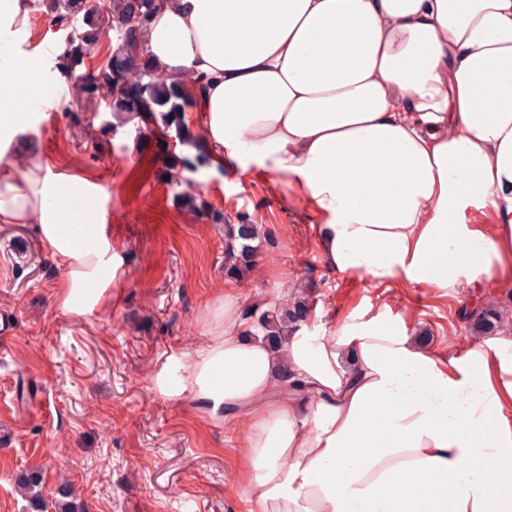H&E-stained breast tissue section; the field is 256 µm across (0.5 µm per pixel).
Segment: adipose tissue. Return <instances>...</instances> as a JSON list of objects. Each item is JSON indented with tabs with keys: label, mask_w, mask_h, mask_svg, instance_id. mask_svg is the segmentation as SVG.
Returning <instances> with one entry per match:
<instances>
[{
	"label": "adipose tissue",
	"mask_w": 512,
	"mask_h": 512,
	"mask_svg": "<svg viewBox=\"0 0 512 512\" xmlns=\"http://www.w3.org/2000/svg\"><path fill=\"white\" fill-rule=\"evenodd\" d=\"M146 47L167 74L206 77L191 123L212 162L258 170L320 218L330 270L447 289L512 282V0H180ZM0 82V223L36 224L66 262L62 305L105 303L103 187L12 141L57 106L18 49ZM492 207V229L462 222ZM93 289L84 297V289ZM187 375L157 390L241 422L249 512H512V336L448 357L379 310L281 351L247 340L232 297ZM309 396H283L281 369Z\"/></svg>",
	"instance_id": "1"
}]
</instances>
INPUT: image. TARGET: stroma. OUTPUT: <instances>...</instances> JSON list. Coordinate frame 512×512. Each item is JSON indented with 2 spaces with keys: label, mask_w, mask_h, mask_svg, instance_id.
<instances>
[{
  "label": "stroma",
  "mask_w": 512,
  "mask_h": 512,
  "mask_svg": "<svg viewBox=\"0 0 512 512\" xmlns=\"http://www.w3.org/2000/svg\"><path fill=\"white\" fill-rule=\"evenodd\" d=\"M103 139L95 153L61 113L45 109L14 142L15 171L36 152L63 178L106 189L100 208L118 266L107 307L65 312L57 287L69 271L39 226L0 224V309L17 316L13 335L0 341V512H26L15 482L33 464L42 467L46 498L73 488L84 512H247L239 415L213 420L201 404L172 401L153 385L172 357L206 345L204 314L225 291L247 329L255 307L301 296L313 336L384 306L443 355L462 348L486 307L501 313L496 335H512V284L462 281L441 294L337 275L315 212L257 172L210 167L198 175L205 199L263 231L250 266L226 276L223 225L176 207L160 178L162 137L140 149L125 129Z\"/></svg>",
  "instance_id": "1"
}]
</instances>
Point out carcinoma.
<instances>
[{"label":"carcinoma","mask_w":512,"mask_h":512,"mask_svg":"<svg viewBox=\"0 0 512 512\" xmlns=\"http://www.w3.org/2000/svg\"><path fill=\"white\" fill-rule=\"evenodd\" d=\"M178 0H26L34 15L51 19L58 31L73 33L69 42H60L54 70L72 86V100L62 107L70 125L85 135V142L97 145L92 132L132 127L134 139L159 131L181 146L198 149L194 155L172 152L166 160L165 175L173 190L175 205L189 212L205 211L214 224L225 225L224 260L227 273L239 271L251 262L259 238L257 225L239 220L234 224L224 211L211 206L195 178L210 165L201 148L202 133L194 132L184 114L197 108L205 82L193 75L172 76L150 57L145 48L147 27L154 14L174 7ZM116 42L109 53L112 65L99 67L86 75L81 68L98 55L104 42ZM309 308L303 301L292 307L261 312L254 327L268 345L277 350L307 320ZM500 323L494 308L483 309L474 319L472 330L489 333ZM42 473L28 469L16 481L17 492L27 501L28 512H83L75 501L56 499L48 503L43 495Z\"/></svg>","instance_id":"carcinoma-1"}]
</instances>
